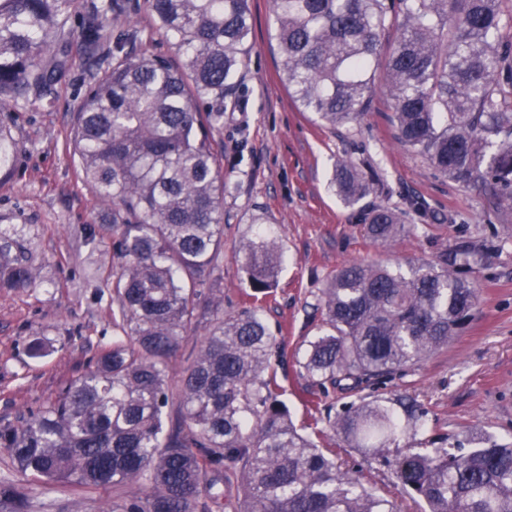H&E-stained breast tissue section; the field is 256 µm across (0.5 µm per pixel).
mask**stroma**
I'll use <instances>...</instances> for the list:
<instances>
[{
  "instance_id": "stroma-1",
  "label": "stroma",
  "mask_w": 512,
  "mask_h": 512,
  "mask_svg": "<svg viewBox=\"0 0 512 512\" xmlns=\"http://www.w3.org/2000/svg\"><path fill=\"white\" fill-rule=\"evenodd\" d=\"M254 49L236 97L224 108L220 136L228 184L224 193V312L244 307L249 290L239 261L240 242L264 229L279 241L285 263L275 297L262 311L276 333L283 364L278 382L295 424L341 411L357 394L309 387L298 365L316 333V295L326 275L349 261L404 265L430 258L497 232L496 248L474 279L480 303L467 327L402 379L373 389L378 398L397 392L415 397L427 412L431 433L465 447L485 436L512 441V223H500L479 189L440 174L424 157L399 144L385 120L390 104L377 97L359 125L336 130L301 111L282 79L269 45L274 28L269 0H250ZM113 64L112 49L86 48L73 38L67 72L43 98L19 102L8 123L22 149L8 176H0V229L24 244L42 284L28 293L0 289V418L14 417L22 404L54 393L83 370L89 357L83 339H112L108 301H93L83 282L102 281L112 271V251L84 245L81 225L101 218L102 209L79 179L72 126L88 85ZM370 153L378 174L392 189L377 205L403 210L411 196L424 216L407 215L409 229L391 247L375 245L358 214L330 186L341 158ZM82 340H75L74 330ZM51 339L55 353L30 359L32 335ZM340 469H362L364 482L399 501L403 512L418 506L405 497L390 466L364 461L341 438L328 442ZM29 512H98L117 492L78 486L32 485Z\"/></svg>"
}]
</instances>
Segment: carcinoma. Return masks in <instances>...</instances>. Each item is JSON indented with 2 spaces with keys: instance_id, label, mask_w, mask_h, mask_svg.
Instances as JSON below:
<instances>
[{
  "instance_id": "obj_1",
  "label": "carcinoma",
  "mask_w": 512,
  "mask_h": 512,
  "mask_svg": "<svg viewBox=\"0 0 512 512\" xmlns=\"http://www.w3.org/2000/svg\"><path fill=\"white\" fill-rule=\"evenodd\" d=\"M271 41L298 106L336 129L374 109L377 75L392 100L396 139L441 174L474 186L512 216V10L508 0H270ZM79 0H0V171L20 146L2 114L39 96L67 69L70 15ZM125 0L82 19L93 49ZM150 28L175 40L178 60L112 41V69L85 94L73 123L80 177L106 208L84 224L87 244L112 249V342L36 408L0 421L14 475L0 506L29 508V481L119 489L99 512H400L341 471L314 438L337 435L365 459L389 460L405 495L425 512H512V442L447 447L426 435L427 413L405 395L361 398L313 418L302 435L279 399L276 336L256 309L224 315V102L241 87L253 48L249 0H149ZM353 207L389 192L372 163L335 165ZM403 213H363L371 241L390 245ZM492 249H443L404 273L354 262L323 280L318 334L300 366L313 386L343 392L404 377L448 346L479 304L466 276ZM253 292L269 295L282 249L265 232L242 243ZM40 282L24 248L0 231V288ZM196 339L168 411L170 358ZM413 445L400 452L401 442Z\"/></svg>"
}]
</instances>
